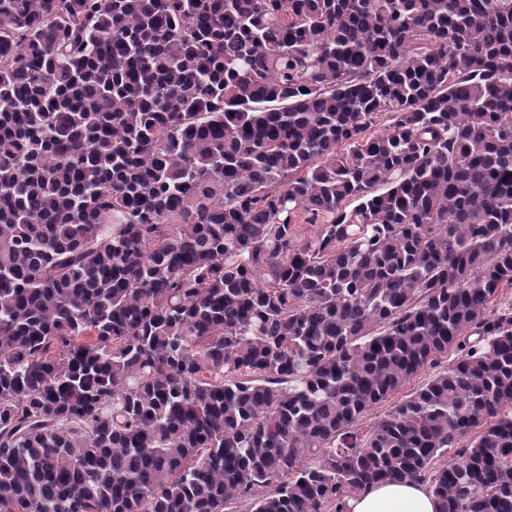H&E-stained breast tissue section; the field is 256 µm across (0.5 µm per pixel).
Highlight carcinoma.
<instances>
[{
	"label": "carcinoma",
	"instance_id": "carcinoma-1",
	"mask_svg": "<svg viewBox=\"0 0 512 512\" xmlns=\"http://www.w3.org/2000/svg\"><path fill=\"white\" fill-rule=\"evenodd\" d=\"M505 288L512 0H0V512H512ZM433 370L427 369L425 372H421L415 379H413L409 384H407L399 394H395L392 396L387 402L380 405L375 410L369 412L366 418H364V424L362 427L369 426L374 421L377 420L378 417L383 416V414L390 410L393 406H395L400 399H402L405 395H408L413 389L417 388L424 382L427 381L428 377L432 374ZM356 493L346 500L345 512H439L432 489L419 481H382Z\"/></svg>",
	"mask_w": 512,
	"mask_h": 512
}]
</instances>
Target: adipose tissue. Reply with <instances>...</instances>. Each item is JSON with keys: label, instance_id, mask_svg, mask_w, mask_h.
I'll use <instances>...</instances> for the list:
<instances>
[{"label": "adipose tissue", "instance_id": "adipose-tissue-1", "mask_svg": "<svg viewBox=\"0 0 512 512\" xmlns=\"http://www.w3.org/2000/svg\"><path fill=\"white\" fill-rule=\"evenodd\" d=\"M345 512H439V501L428 484L382 481L348 498Z\"/></svg>", "mask_w": 512, "mask_h": 512}]
</instances>
